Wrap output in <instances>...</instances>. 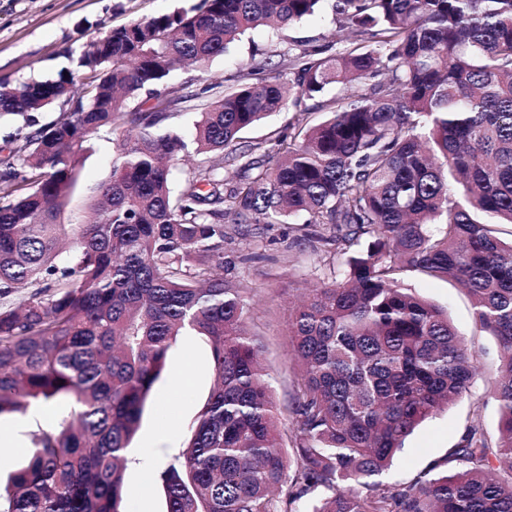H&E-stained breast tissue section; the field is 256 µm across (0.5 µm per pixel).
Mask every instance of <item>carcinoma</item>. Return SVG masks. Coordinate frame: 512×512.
Returning <instances> with one entry per match:
<instances>
[{
  "instance_id": "carcinoma-1",
  "label": "carcinoma",
  "mask_w": 512,
  "mask_h": 512,
  "mask_svg": "<svg viewBox=\"0 0 512 512\" xmlns=\"http://www.w3.org/2000/svg\"><path fill=\"white\" fill-rule=\"evenodd\" d=\"M323 0H201L88 41L77 71L0 87L23 163L0 174V415L52 401L0 512H125V467L171 352L205 349L215 383L182 449L159 471L167 512H512V0H335L341 51L288 55L294 79L256 65L216 95L158 89L178 65L224 54L246 31L280 29ZM329 86L318 124L297 112L265 145L239 135ZM208 95L194 153L229 150L179 189L188 145L161 122ZM149 102L143 111L141 105ZM54 103L70 111L37 115ZM121 130L112 180L79 224L58 222L89 141ZM299 224L324 267L288 322L299 367L273 399L251 331L253 288L224 269L229 232ZM455 282L496 336L497 435L474 403L447 473L378 476L425 419L467 391L481 352L400 283ZM293 446L282 452L279 420Z\"/></svg>"
}]
</instances>
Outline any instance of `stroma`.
Wrapping results in <instances>:
<instances>
[{"label": "stroma", "instance_id": "obj_1", "mask_svg": "<svg viewBox=\"0 0 512 512\" xmlns=\"http://www.w3.org/2000/svg\"><path fill=\"white\" fill-rule=\"evenodd\" d=\"M200 0H0V83L17 85L32 79L56 76L74 68L82 46L101 33L134 20L176 9H191ZM345 29L331 5L312 18L277 33L267 28L249 31L228 54L174 71L169 83L184 91L195 90L200 78L229 87L238 72L264 62L274 66L289 49L309 43L342 48ZM117 139L112 129L101 130L91 141L81 165L78 182L60 215L64 224L78 223L86 208L97 199L103 184L112 177V157ZM224 266L230 276L250 281L255 329L263 339V360L270 369L271 387L279 402L292 395L289 369L288 318L291 306L316 275L308 242L301 240L293 224H276L261 240L236 237L224 247ZM403 287L417 297L447 310L458 334L482 352V369L469 391L447 410L423 421L407 438L403 451L382 478L406 482L431 464L446 466L448 452L460 441L475 400H483L481 421L496 432L499 421L492 397L499 358L495 336L476 328L468 296L454 283L411 274ZM198 363V383L180 395L176 411H169L172 385L183 364ZM213 385L201 349H176L146 401L140 427L133 438L125 480L130 489L126 512H166L160 483L151 472L178 452L188 434L200 403Z\"/></svg>", "mask_w": 512, "mask_h": 512}]
</instances>
